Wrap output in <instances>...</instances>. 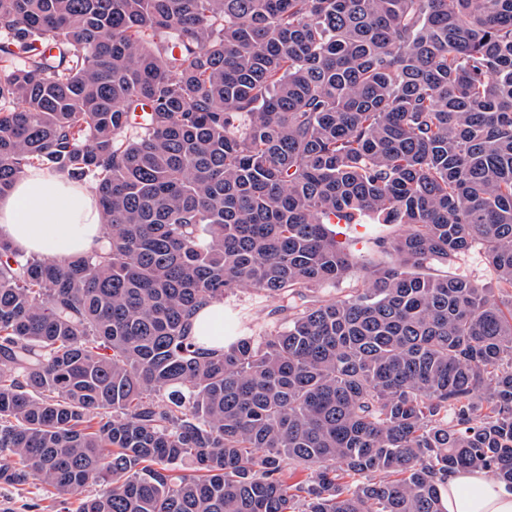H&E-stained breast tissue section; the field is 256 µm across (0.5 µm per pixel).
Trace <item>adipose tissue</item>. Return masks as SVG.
<instances>
[{
	"mask_svg": "<svg viewBox=\"0 0 512 512\" xmlns=\"http://www.w3.org/2000/svg\"><path fill=\"white\" fill-rule=\"evenodd\" d=\"M104 214L90 186L27 169L0 196V236L25 254L82 255L99 245ZM447 512H512V487L470 469L450 471L442 489Z\"/></svg>",
	"mask_w": 512,
	"mask_h": 512,
	"instance_id": "ef3b65f1",
	"label": "adipose tissue"
}]
</instances>
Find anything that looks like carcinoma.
I'll return each mask as SVG.
<instances>
[{
    "label": "carcinoma",
    "instance_id": "1",
    "mask_svg": "<svg viewBox=\"0 0 512 512\" xmlns=\"http://www.w3.org/2000/svg\"><path fill=\"white\" fill-rule=\"evenodd\" d=\"M0 67V195L43 167L108 224L60 259L0 238L1 484L59 512L512 486V0H0ZM366 218L396 263L336 240ZM476 244L497 301L451 272ZM241 290L279 319L205 346ZM276 306L277 303L271 299L258 302L249 291L243 290L225 299L224 304L215 302L198 310L193 319V332L195 336H208L205 344L208 347L223 346L224 336L230 335L227 318L236 316L240 308L249 307L254 316L274 319L278 316H268V313Z\"/></svg>",
    "mask_w": 512,
    "mask_h": 512
}]
</instances>
